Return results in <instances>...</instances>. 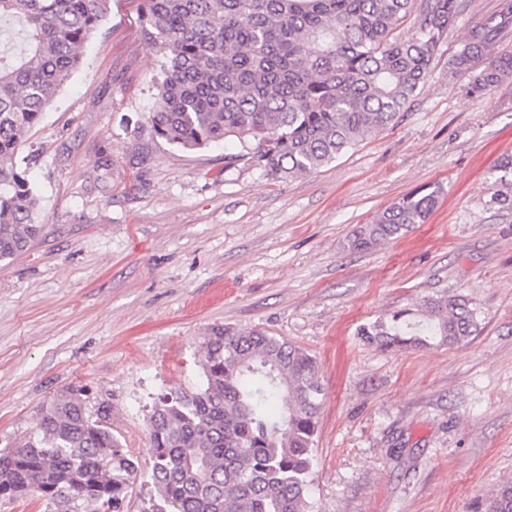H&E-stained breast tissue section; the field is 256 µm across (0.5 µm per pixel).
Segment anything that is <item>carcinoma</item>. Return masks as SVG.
Listing matches in <instances>:
<instances>
[{
    "label": "carcinoma",
    "instance_id": "1",
    "mask_svg": "<svg viewBox=\"0 0 512 512\" xmlns=\"http://www.w3.org/2000/svg\"><path fill=\"white\" fill-rule=\"evenodd\" d=\"M109 0H0V259L31 247L40 198L19 158ZM143 34L163 55L149 134L185 151L224 141L275 178L323 167L386 129L414 96L454 26L458 0H141ZM413 18L408 39L396 31ZM508 26L472 27L452 68L471 73ZM512 74V53L473 77L483 94ZM492 201L512 207V157ZM438 191L391 204L348 239L368 250L426 222ZM426 322L362 330L382 346L454 347L479 333L462 298L424 303ZM196 392L174 388L149 417L150 478L158 501L141 512H311L308 501L323 388L315 357L282 336L214 325L203 336ZM140 464L112 433L109 413L88 411L85 390L54 399L34 431L0 449V496L36 497L56 512H120ZM483 512H512V480Z\"/></svg>",
    "mask_w": 512,
    "mask_h": 512
}]
</instances>
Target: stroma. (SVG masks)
<instances>
[{
	"label": "stroma",
	"mask_w": 512,
	"mask_h": 512,
	"mask_svg": "<svg viewBox=\"0 0 512 512\" xmlns=\"http://www.w3.org/2000/svg\"><path fill=\"white\" fill-rule=\"evenodd\" d=\"M455 26L398 120L334 162L281 180L223 144L139 134L162 56L140 0H111L83 65L31 134L41 236L0 260V448L70 388L112 409L150 465L158 393L198 389L214 324L262 329L315 356L325 401L312 512H478L512 477V208L492 202L512 155V76L473 95L449 62L512 0H459ZM439 190L427 221L367 251L352 231ZM464 296L481 331L454 348L365 343L361 327Z\"/></svg>",
	"instance_id": "stroma-1"
}]
</instances>
